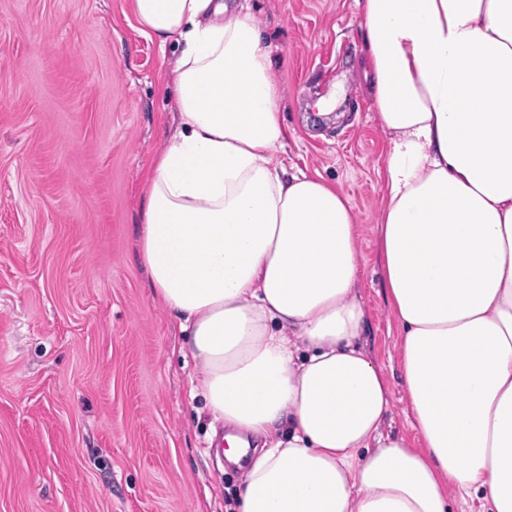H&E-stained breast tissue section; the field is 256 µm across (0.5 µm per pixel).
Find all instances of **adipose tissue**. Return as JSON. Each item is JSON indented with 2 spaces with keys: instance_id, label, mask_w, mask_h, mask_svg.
<instances>
[{
  "instance_id": "ef3b65f1",
  "label": "adipose tissue",
  "mask_w": 512,
  "mask_h": 512,
  "mask_svg": "<svg viewBox=\"0 0 512 512\" xmlns=\"http://www.w3.org/2000/svg\"><path fill=\"white\" fill-rule=\"evenodd\" d=\"M357 4L410 433L384 426L354 210L279 157L283 96L244 5L132 0L144 35L181 47L138 255L226 460H250L235 512H512V0Z\"/></svg>"
}]
</instances>
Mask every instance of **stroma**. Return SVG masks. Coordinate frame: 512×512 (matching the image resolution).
Returning a JSON list of instances; mask_svg holds the SVG:
<instances>
[{
	"mask_svg": "<svg viewBox=\"0 0 512 512\" xmlns=\"http://www.w3.org/2000/svg\"><path fill=\"white\" fill-rule=\"evenodd\" d=\"M288 162L349 198L366 338L405 431L377 236L387 138L356 0H248ZM177 48L130 0H0V512H227L201 376L136 254L144 174L171 132Z\"/></svg>",
	"mask_w": 512,
	"mask_h": 512,
	"instance_id": "1",
	"label": "stroma"
}]
</instances>
